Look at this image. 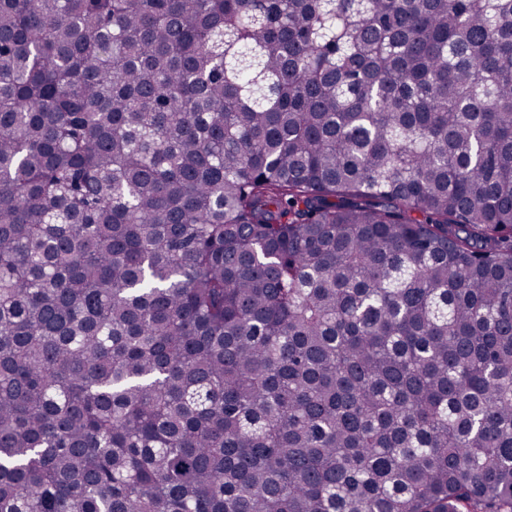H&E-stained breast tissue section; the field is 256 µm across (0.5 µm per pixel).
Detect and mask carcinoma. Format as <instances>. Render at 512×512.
<instances>
[{
  "label": "carcinoma",
  "instance_id": "1",
  "mask_svg": "<svg viewBox=\"0 0 512 512\" xmlns=\"http://www.w3.org/2000/svg\"><path fill=\"white\" fill-rule=\"evenodd\" d=\"M0 512H512V0H0Z\"/></svg>",
  "mask_w": 512,
  "mask_h": 512
}]
</instances>
